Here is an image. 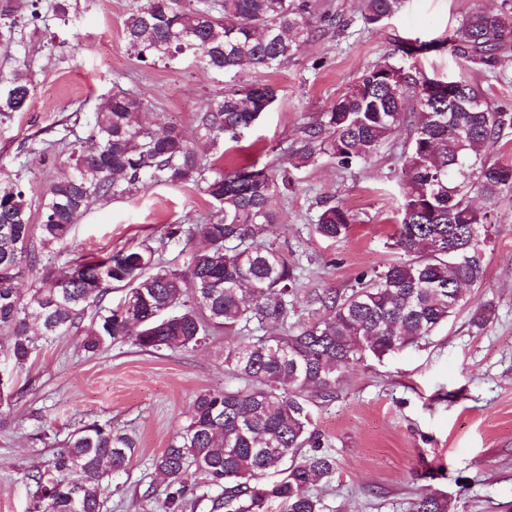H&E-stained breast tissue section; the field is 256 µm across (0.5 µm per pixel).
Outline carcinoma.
Wrapping results in <instances>:
<instances>
[{
    "label": "carcinoma",
    "mask_w": 512,
    "mask_h": 512,
    "mask_svg": "<svg viewBox=\"0 0 512 512\" xmlns=\"http://www.w3.org/2000/svg\"><path fill=\"white\" fill-rule=\"evenodd\" d=\"M401 0H359L367 25L396 15ZM330 0H145L125 23V36L142 61L201 51L203 68L237 75L245 66L272 69L300 44L334 27ZM19 27L13 0L0 3V42L12 43ZM448 51L489 73L512 65V0L494 10L471 11L447 39L409 40L399 51L411 58ZM443 81L386 61L365 70L320 118L300 128L298 146L283 164H256L208 178L195 142L237 143L276 99L268 84H242L214 98L197 117L196 135L167 126L159 131L135 120L145 107L133 92L104 101L89 124L90 146L68 147L73 177L53 182L38 201L40 223L22 187L0 182V338L11 372L36 356L29 322L46 336L79 328L96 316L82 347L95 353L130 339L143 351L193 350L214 332L224 333V369L240 388L195 395L189 422L153 467L177 485L162 512H182L190 489L183 476L195 466L207 478V500L224 512H322L309 488L336 474V458L314 425L312 405L335 398L345 371L368 358L379 361L418 344L448 321L463 291L483 281L478 249L487 239L492 203L512 196V165L487 151L512 134V112L492 104L483 88L465 78ZM25 62L0 71V115L20 111L33 96ZM410 142L402 156L400 197L389 248L398 258L350 289L314 291V315L291 322L300 289L295 266L267 245L278 221L277 199L294 192V171L321 155L350 169L372 159L403 126ZM204 183L215 211L196 225L205 245L185 270L164 265L158 249L143 244L103 259L56 267L41 252L62 242L77 217L97 200L130 195L154 184ZM353 216L323 202L315 234L348 236ZM39 244H34L33 234ZM39 274L40 286L23 294L19 281ZM126 288L115 307L104 304L112 286ZM135 443L98 425L68 437L44 472L29 475L36 487L33 512H101L104 475L127 470ZM407 512H455L447 497L422 490Z\"/></svg>",
    "instance_id": "cac0c4a2"
}]
</instances>
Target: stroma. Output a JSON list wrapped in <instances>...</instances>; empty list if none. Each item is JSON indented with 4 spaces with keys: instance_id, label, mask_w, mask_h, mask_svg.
<instances>
[{
    "instance_id": "1",
    "label": "stroma",
    "mask_w": 512,
    "mask_h": 512,
    "mask_svg": "<svg viewBox=\"0 0 512 512\" xmlns=\"http://www.w3.org/2000/svg\"><path fill=\"white\" fill-rule=\"evenodd\" d=\"M66 4L56 15V2ZM15 43L0 44V70L26 62L34 85L29 105L0 115V178L20 182L37 202L67 166L62 140L83 139L105 99L134 91L150 104L146 121L193 130L207 103L231 83L261 82L278 91L240 145L199 142L214 168L258 162L278 165L303 123L341 95L368 67L384 59L416 67L428 78L465 77L489 100L512 108V68L494 76L439 49L414 59L399 47L409 39L438 41L476 8L499 0H403L387 23L368 26L353 16L357 0H337L353 22L302 44L273 70L243 69L236 79L203 69L190 53L141 62L124 24L144 0H17ZM400 130L364 166L343 170L329 157L296 172L297 191L277 201L280 213L268 242L295 265L303 294L343 290L363 273L381 270L400 194ZM348 208L355 222L346 238L328 242L313 231L320 203ZM213 210L199 186L149 185L108 197L52 248L57 265L141 244L157 245L164 226L193 229ZM494 228L481 246L485 278L466 303L418 345L351 368L336 399L315 407L318 429L338 462L330 481L312 492L323 512H406L412 494L430 489L452 498L456 512H512V197L491 204ZM495 307L484 330L472 324L480 304ZM94 324L65 336H36L37 358L18 377L9 408L0 410V512H30V474L48 468L54 451L76 429L97 424L136 442L126 472L105 476L103 512H160L172 490L152 461L192 411L197 392L235 387L224 371V339L186 352H145L131 340L96 353L81 340Z\"/></svg>"
}]
</instances>
